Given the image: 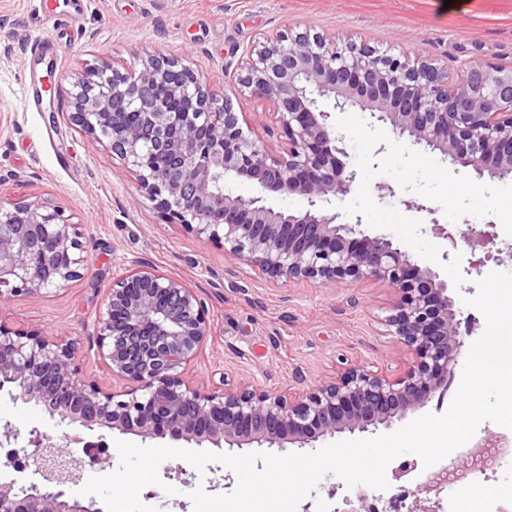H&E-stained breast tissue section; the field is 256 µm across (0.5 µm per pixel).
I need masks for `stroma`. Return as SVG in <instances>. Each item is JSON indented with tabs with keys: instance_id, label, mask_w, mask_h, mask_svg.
Instances as JSON below:
<instances>
[{
	"instance_id": "35a3bbf8",
	"label": "stroma",
	"mask_w": 512,
	"mask_h": 512,
	"mask_svg": "<svg viewBox=\"0 0 512 512\" xmlns=\"http://www.w3.org/2000/svg\"><path fill=\"white\" fill-rule=\"evenodd\" d=\"M311 29L327 39L353 40L391 54L430 61L456 78L469 64L512 69V0H0V198L23 197L60 211L78 227L89 268L83 277L38 298L18 293L0 303V322L39 330L75 343L84 378L119 393L126 384L102 363L98 331L113 281L149 265L195 288L213 335L184 376L198 386L274 390L296 381L311 386L351 365L395 377L409 355L386 324L392 292L367 281L320 288L305 281H272L223 248L169 224L157 203L100 140L71 120L73 78L108 62L136 74L149 54L177 57L223 94L246 54L264 36ZM41 90L36 107L22 108L24 92ZM241 121L282 151L284 136L273 102L250 95L233 101ZM344 137L358 178L349 194L333 198L344 221L361 220L372 234L390 236L447 280L465 345L482 335L485 319L467 306L477 283L492 272H512V181L459 168L357 108L337 111L319 99ZM389 185L379 193V185ZM449 235L491 228L493 245L480 251L451 245ZM480 271H472V263ZM18 445L31 429L54 443L76 441L77 425H57L41 406L0 392V430ZM163 483L149 506L194 512L190 494H228L236 475L218 462L197 470L179 458L158 467ZM369 488L346 487L328 474L296 512H343Z\"/></svg>"
}]
</instances>
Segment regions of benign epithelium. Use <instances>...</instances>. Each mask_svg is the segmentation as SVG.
Wrapping results in <instances>:
<instances>
[{"instance_id":"obj_1","label":"benign epithelium","mask_w":512,"mask_h":512,"mask_svg":"<svg viewBox=\"0 0 512 512\" xmlns=\"http://www.w3.org/2000/svg\"><path fill=\"white\" fill-rule=\"evenodd\" d=\"M274 103L286 137L275 154L244 132L233 97ZM343 111L358 107L399 138L439 152L478 175H512V70L470 64L461 81L433 64L360 43L339 47L308 30L265 37L224 97L175 57L148 55L135 78L102 64L72 83L73 121L107 147L157 201L166 222L206 238L271 278L319 287L371 280L394 291L387 325L410 352L391 378L354 365L336 380L278 390L208 389L188 383L184 368L203 351L213 327L193 288L148 265L113 281L99 345L105 369L126 382L124 400L86 380L75 345L37 330L0 323V391L43 405L51 418L89 431L106 427L142 438L213 448L286 444L300 448L338 433L389 427L424 408L448 385L464 346L448 282L362 219L342 223L331 198L347 195L358 172L347 170L343 136L318 98ZM151 155L157 166L143 159ZM245 181L256 195L225 188ZM299 198L297 211L270 199ZM88 256L58 211L24 199L0 202V302L24 291L38 296L83 276ZM83 455L40 443L18 457L0 455V512H105L68 492L79 473L110 462L102 441ZM442 471L417 485L405 512H433L430 495Z\"/></svg>"}]
</instances>
